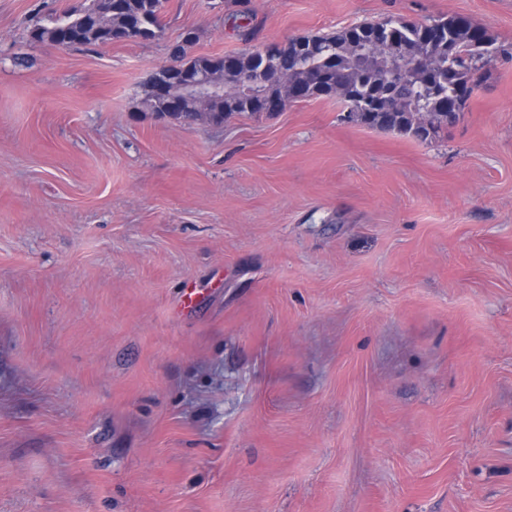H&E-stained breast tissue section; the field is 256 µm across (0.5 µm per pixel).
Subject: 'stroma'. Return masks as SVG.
I'll use <instances>...</instances> for the list:
<instances>
[{"mask_svg":"<svg viewBox=\"0 0 512 512\" xmlns=\"http://www.w3.org/2000/svg\"><path fill=\"white\" fill-rule=\"evenodd\" d=\"M84 4L0 0V512H512V0H169L151 41H30ZM451 14L505 51L432 140L142 107L189 29Z\"/></svg>","mask_w":512,"mask_h":512,"instance_id":"35a3bbf8","label":"stroma"}]
</instances>
